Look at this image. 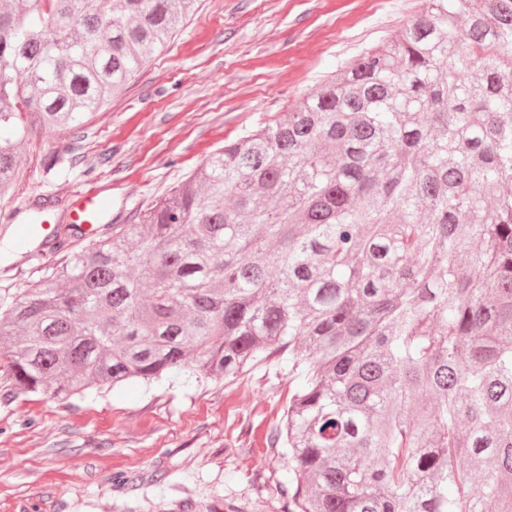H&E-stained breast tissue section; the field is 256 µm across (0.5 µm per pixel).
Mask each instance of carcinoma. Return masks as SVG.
Instances as JSON below:
<instances>
[{"instance_id": "cac0c4a2", "label": "carcinoma", "mask_w": 512, "mask_h": 512, "mask_svg": "<svg viewBox=\"0 0 512 512\" xmlns=\"http://www.w3.org/2000/svg\"><path fill=\"white\" fill-rule=\"evenodd\" d=\"M194 3L0 0V194L30 131L82 126ZM0 358L62 400L272 359L287 512H512V0H423L16 292Z\"/></svg>"}]
</instances>
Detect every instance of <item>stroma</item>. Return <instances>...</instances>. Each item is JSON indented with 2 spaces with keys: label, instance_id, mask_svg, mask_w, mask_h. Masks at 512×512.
I'll use <instances>...</instances> for the list:
<instances>
[{
  "label": "stroma",
  "instance_id": "35a3bbf8",
  "mask_svg": "<svg viewBox=\"0 0 512 512\" xmlns=\"http://www.w3.org/2000/svg\"><path fill=\"white\" fill-rule=\"evenodd\" d=\"M422 0H200L169 48L74 131H34L0 197V319L10 294L86 251L70 222L101 189L132 224L225 140L282 117L409 21ZM49 154L62 168L44 165ZM63 249L15 248L34 211ZM267 361L227 379L133 382L60 400L14 389L0 363V512H283L288 464L270 436L290 397ZM130 487L115 488L114 475Z\"/></svg>",
  "mask_w": 512,
  "mask_h": 512
}]
</instances>
